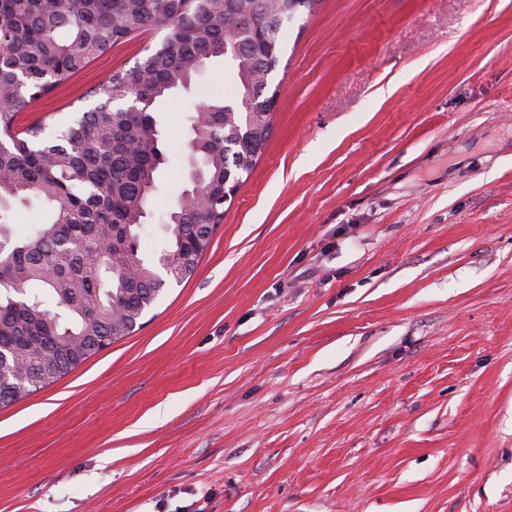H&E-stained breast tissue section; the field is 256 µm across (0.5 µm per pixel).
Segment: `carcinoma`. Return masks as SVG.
Wrapping results in <instances>:
<instances>
[{"label":"carcinoma","instance_id":"carcinoma-1","mask_svg":"<svg viewBox=\"0 0 512 512\" xmlns=\"http://www.w3.org/2000/svg\"><path fill=\"white\" fill-rule=\"evenodd\" d=\"M236 26L249 56L280 57L283 27L258 43L254 20ZM165 35L106 99L45 138L43 123L17 132L18 112L142 30ZM224 0H0V406L37 392L133 332L168 278L190 277L224 219V184L243 183L261 156L273 118L227 112L210 99L192 116L190 187L166 214L157 263L138 257L139 230L158 191L160 122L121 102L187 90L205 60L225 57ZM39 200L46 219L24 235L6 221L16 201ZM133 265L136 274L128 273ZM63 309L54 313L50 304Z\"/></svg>","mask_w":512,"mask_h":512}]
</instances>
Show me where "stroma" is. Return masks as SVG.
Instances as JSON below:
<instances>
[{
	"label": "stroma",
	"mask_w": 512,
	"mask_h": 512,
	"mask_svg": "<svg viewBox=\"0 0 512 512\" xmlns=\"http://www.w3.org/2000/svg\"><path fill=\"white\" fill-rule=\"evenodd\" d=\"M137 32L18 113L49 131ZM272 134L195 272L140 328L0 408V512H512V0H316L285 28ZM208 63L157 100L188 185Z\"/></svg>",
	"instance_id": "obj_1"
}]
</instances>
